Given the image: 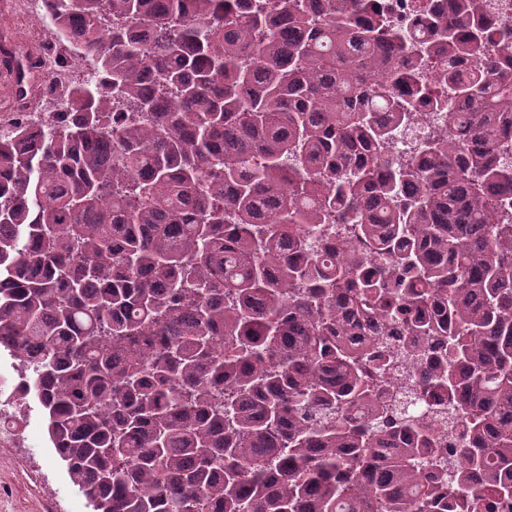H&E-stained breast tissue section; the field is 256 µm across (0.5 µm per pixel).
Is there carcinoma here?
Wrapping results in <instances>:
<instances>
[{
	"label": "carcinoma",
	"instance_id": "obj_1",
	"mask_svg": "<svg viewBox=\"0 0 512 512\" xmlns=\"http://www.w3.org/2000/svg\"><path fill=\"white\" fill-rule=\"evenodd\" d=\"M45 2L97 69L0 134V348L94 512L511 503L512 36L476 0ZM439 3L441 2H436V0H388L385 2L389 7L387 20L392 27L409 28L417 15L421 13L422 6ZM431 113L433 112L424 113L423 117H421L418 124L412 126L403 135L402 142L399 145V151L403 152L406 158H418V153L416 149L419 140V132L422 131L423 129H427V127L430 128L432 124Z\"/></svg>",
	"mask_w": 512,
	"mask_h": 512
}]
</instances>
